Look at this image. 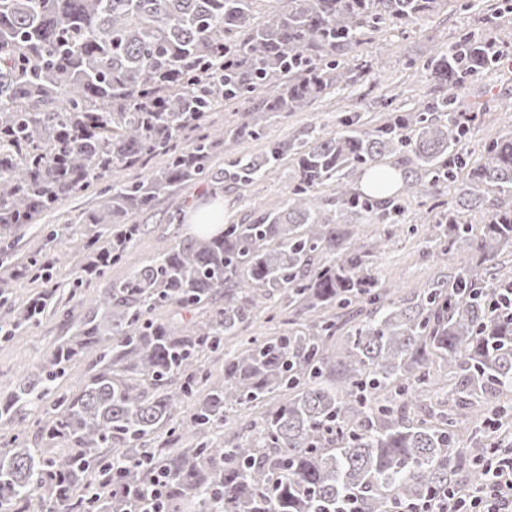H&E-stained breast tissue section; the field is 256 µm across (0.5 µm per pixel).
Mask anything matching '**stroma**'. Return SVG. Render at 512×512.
Segmentation results:
<instances>
[{
  "instance_id": "stroma-1",
  "label": "stroma",
  "mask_w": 512,
  "mask_h": 512,
  "mask_svg": "<svg viewBox=\"0 0 512 512\" xmlns=\"http://www.w3.org/2000/svg\"><path fill=\"white\" fill-rule=\"evenodd\" d=\"M500 3L501 0H452L407 30L373 32L371 43L362 47L364 58L376 64L371 76L342 94L319 98L306 110L264 120L260 138L244 140L241 152L258 155L268 141L302 139L314 128L333 131L339 120L348 115H359L365 128L372 129L382 125L392 109L406 110L418 101L439 95V86L425 78L423 67L460 34L470 32L512 43V13L496 15ZM463 91L468 100L487 105L486 114L470 124L467 149L471 159L476 160L487 142L512 132V53L499 66L466 80ZM295 182L294 165L288 160L244 190L202 181L162 197L150 212L140 216L143 231L123 261L92 281L86 280L81 265L87 256L85 245L99 227L83 223L82 218L84 212L103 205L104 198L97 188L78 191L63 200L57 210L26 225L12 243L8 261L0 263V278L12 280L8 299L0 302V324L9 323L16 308L47 285L57 286L60 300L71 315L66 318L48 312L40 322L15 335H0V399H7L22 381L36 379L54 345L69 335L72 318L83 315L108 282L123 279L130 271L150 263L163 244L188 237V226L180 218L200 200L222 197L225 223L246 224L256 211L281 209ZM432 205V198L419 194L407 200L398 223L358 227L357 245H381L375 263L378 278L404 296L426 287L461 260L452 252L447 261H440L427 248L428 227L435 216ZM41 252L57 255L58 263L39 279L22 274V267Z\"/></svg>"
}]
</instances>
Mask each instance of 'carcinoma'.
Masks as SVG:
<instances>
[{"label":"carcinoma","instance_id":"cac0c4a2","mask_svg":"<svg viewBox=\"0 0 512 512\" xmlns=\"http://www.w3.org/2000/svg\"><path fill=\"white\" fill-rule=\"evenodd\" d=\"M0 0V240L99 184L107 198L92 217L108 224L90 241L91 271L120 262L140 235L134 218L157 199L205 178L245 189L292 156L296 184L284 209L222 234L183 239L149 264L104 288L45 363L43 377L0 405V422L40 406L73 362L100 348L101 364L75 394L45 413L43 447L0 442V512H396L463 478L500 453L471 433L489 421L493 399L512 394V320L488 307L512 286L480 268L512 251V134L466 152L469 125L457 117L455 90L497 65L504 43L462 34L431 58L427 77L447 92L364 129L357 116L334 132L268 143L257 159L236 150L269 113L298 112L373 71L357 50L380 29L404 28L445 0ZM258 103L233 130L205 129L224 104ZM224 150V170L211 160ZM164 170L145 180L112 179L154 154ZM406 156L398 196L384 203L342 181L346 168ZM335 185L334 209L317 195ZM453 190L428 242L444 260L474 252L409 296L373 273L379 243H351L349 217L381 223L420 188ZM478 210L476 230L461 222ZM224 294V305L217 304ZM54 290L21 306L5 336L37 321ZM292 310L288 332L244 336L254 311L272 300ZM365 317L333 346L354 301ZM204 310L177 325L157 312ZM238 336L224 377L203 372L201 356ZM480 409L473 423L442 413L407 415L433 390ZM282 401L261 421L242 423L215 446L207 440L228 414ZM197 397L186 422L175 415ZM169 426L174 440L145 448ZM64 443L57 450L55 443ZM164 476L161 498L146 495Z\"/></svg>","mask_w":512,"mask_h":512}]
</instances>
